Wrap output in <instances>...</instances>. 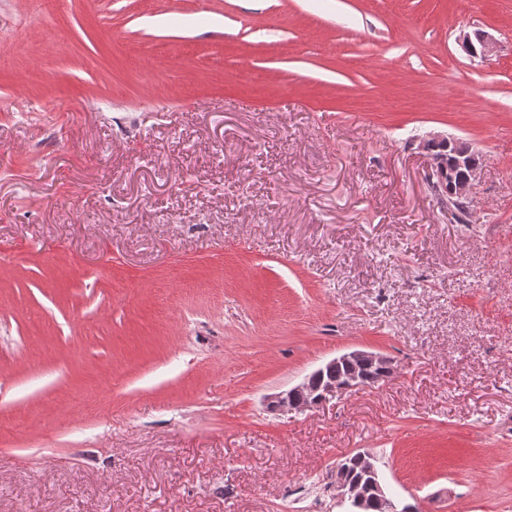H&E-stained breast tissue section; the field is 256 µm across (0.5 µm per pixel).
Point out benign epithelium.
I'll return each mask as SVG.
<instances>
[{"mask_svg":"<svg viewBox=\"0 0 512 512\" xmlns=\"http://www.w3.org/2000/svg\"><path fill=\"white\" fill-rule=\"evenodd\" d=\"M459 41L472 58L485 60L493 52V40L483 33L473 36L465 33L459 36ZM447 142L455 145L458 164L467 167V171L458 179L448 170L444 158L434 153V145ZM421 148L427 156L429 177L440 185L444 183V179H450V195L467 204L471 203L481 166L478 161V149L470 142L450 137L442 132L428 133L421 141ZM366 365L381 366L390 373H395L386 357L374 352L353 350L322 364L299 384L267 396L266 409L272 413L283 414L324 405L361 387L359 371ZM343 366L350 369L344 380L339 381L330 376L324 385L316 390L318 396L313 401L297 399V396L310 388L313 380L330 375ZM377 471V459L369 452L351 454L336 464V491L341 501L348 503L349 512H370V509L376 507L382 509V512H402L403 505L395 499L388 498L387 489L376 480Z\"/></svg>","mask_w":512,"mask_h":512,"instance_id":"7a95c632","label":"benign epithelium"}]
</instances>
